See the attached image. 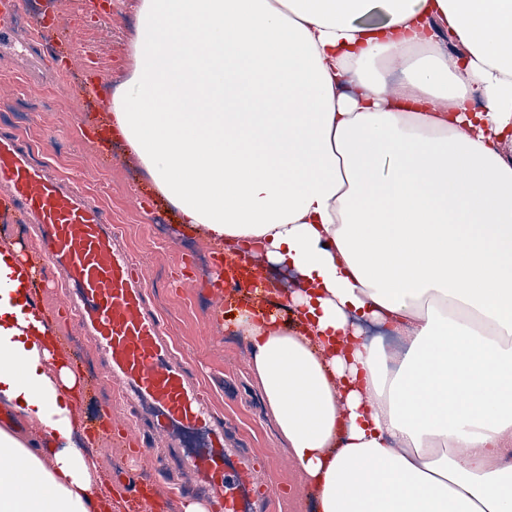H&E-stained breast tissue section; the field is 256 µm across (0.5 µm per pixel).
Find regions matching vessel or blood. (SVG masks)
I'll use <instances>...</instances> for the list:
<instances>
[{
    "mask_svg": "<svg viewBox=\"0 0 512 512\" xmlns=\"http://www.w3.org/2000/svg\"><path fill=\"white\" fill-rule=\"evenodd\" d=\"M21 12L22 0H0V54L42 67L43 57L22 29ZM2 186L8 193L0 198V209L21 212L35 224L43 257L60 271L59 287L73 295L76 320L107 356L126 402L150 403L154 430L181 426L213 432L211 452L187 463L197 476L195 498L214 503L216 512H251L253 467L227 462L224 424L176 359L146 282L129 251L118 245L117 228L104 210L66 177L34 162L28 142L12 132L0 133ZM218 273L228 297L255 295L260 283L240 255L220 259ZM133 491L150 512H163L165 495L155 485L141 482Z\"/></svg>",
    "mask_w": 512,
    "mask_h": 512,
    "instance_id": "b4317fda",
    "label": "vessel or blood"
}]
</instances>
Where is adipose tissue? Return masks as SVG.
I'll return each instance as SVG.
<instances>
[{"label": "adipose tissue", "mask_w": 512, "mask_h": 512, "mask_svg": "<svg viewBox=\"0 0 512 512\" xmlns=\"http://www.w3.org/2000/svg\"><path fill=\"white\" fill-rule=\"evenodd\" d=\"M136 10L109 129L182 223L297 275L234 334L313 512H512V0ZM76 378L34 289L0 298V409L42 429L0 428V512H111Z\"/></svg>", "instance_id": "ef3b65f1"}]
</instances>
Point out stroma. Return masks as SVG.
I'll return each mask as SVG.
<instances>
[{
  "label": "stroma",
  "instance_id": "1",
  "mask_svg": "<svg viewBox=\"0 0 512 512\" xmlns=\"http://www.w3.org/2000/svg\"><path fill=\"white\" fill-rule=\"evenodd\" d=\"M133 2L112 0L107 12L91 14L82 0H71L74 24L43 29L42 48L51 65L63 68L62 76L34 82L9 58H0V131L25 136L35 161L51 164L88 193L122 232L177 355L186 361L190 376L199 380L216 416L224 420L225 447L239 457H256L263 512H308V491L264 411L249 372L247 349L234 338L231 318L218 320L212 315L214 249L204 230L181 224L124 142L112 141L102 150L80 134L81 127H99L105 101L128 77L136 26ZM36 236L34 227L18 219L0 223V244L18 246L39 270V301L53 320L59 345L71 353L81 375L84 395L73 409L75 419L86 428L108 411L129 427H147L146 415L120 400L121 387L103 355L66 315V295L56 286V271L40 257ZM120 440L117 432L106 429L93 443L105 480L120 477L135 484L153 477L161 491L171 494L169 512H183L186 497L171 488L193 484L194 475L182 460L208 451L209 436L195 431L151 436L155 454L173 457L165 470L156 468L155 455L131 459Z\"/></svg>",
  "mask_w": 512,
  "mask_h": 512
}]
</instances>
